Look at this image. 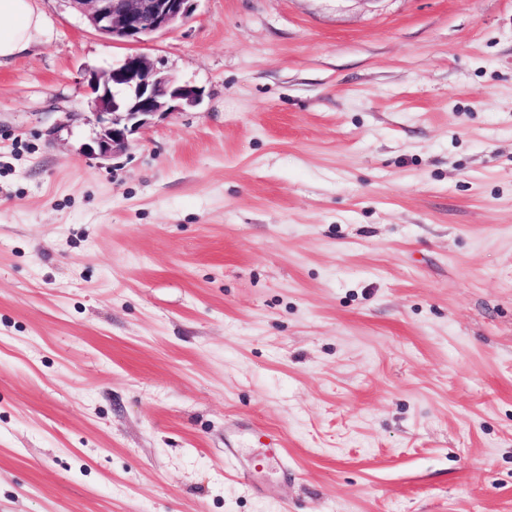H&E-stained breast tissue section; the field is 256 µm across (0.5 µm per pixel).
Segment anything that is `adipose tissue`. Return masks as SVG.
Returning <instances> with one entry per match:
<instances>
[{"instance_id":"1","label":"adipose tissue","mask_w":512,"mask_h":512,"mask_svg":"<svg viewBox=\"0 0 512 512\" xmlns=\"http://www.w3.org/2000/svg\"><path fill=\"white\" fill-rule=\"evenodd\" d=\"M47 34L37 0H0V62L25 53Z\"/></svg>"}]
</instances>
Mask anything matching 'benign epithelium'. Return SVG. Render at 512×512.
Masks as SVG:
<instances>
[{"label": "benign epithelium", "mask_w": 512, "mask_h": 512, "mask_svg": "<svg viewBox=\"0 0 512 512\" xmlns=\"http://www.w3.org/2000/svg\"><path fill=\"white\" fill-rule=\"evenodd\" d=\"M99 34L114 43L137 45L188 21L196 0H67ZM96 93L95 121L99 127L85 147L91 156L110 157L126 148L129 136L157 115L201 103L202 92L181 85L139 53L126 55L111 68L90 75Z\"/></svg>", "instance_id": "benign-epithelium-1"}]
</instances>
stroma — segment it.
Instances as JSON below:
<instances>
[{
    "label": "stroma",
    "instance_id": "35a3bbf8",
    "mask_svg": "<svg viewBox=\"0 0 512 512\" xmlns=\"http://www.w3.org/2000/svg\"><path fill=\"white\" fill-rule=\"evenodd\" d=\"M39 5L0 512H512V0H198L134 47ZM134 51L203 99L88 157Z\"/></svg>",
    "mask_w": 512,
    "mask_h": 512
}]
</instances>
